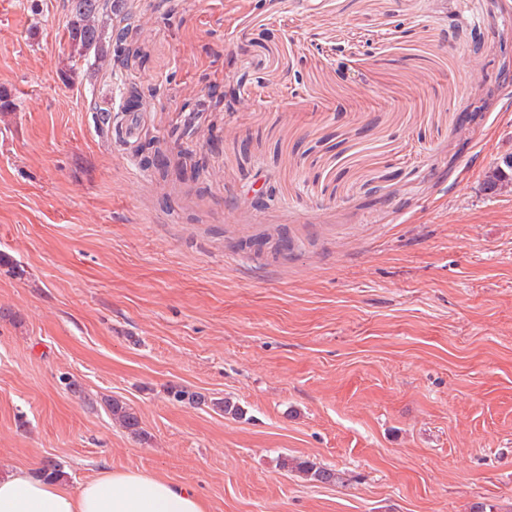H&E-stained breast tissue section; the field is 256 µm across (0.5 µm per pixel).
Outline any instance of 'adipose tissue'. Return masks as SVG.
<instances>
[{"mask_svg": "<svg viewBox=\"0 0 512 512\" xmlns=\"http://www.w3.org/2000/svg\"><path fill=\"white\" fill-rule=\"evenodd\" d=\"M0 512H207L190 486L137 471L104 469L71 489L19 468L0 474Z\"/></svg>", "mask_w": 512, "mask_h": 512, "instance_id": "1", "label": "adipose tissue"}]
</instances>
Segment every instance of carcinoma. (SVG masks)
<instances>
[{"mask_svg": "<svg viewBox=\"0 0 512 512\" xmlns=\"http://www.w3.org/2000/svg\"><path fill=\"white\" fill-rule=\"evenodd\" d=\"M66 14V35L74 59L93 60L85 76L93 78L96 72L115 65L126 66L129 56L135 53L132 45L135 36L129 29L118 28L115 19L130 14L128 0H62ZM112 415L128 429L137 430L138 417L123 404L112 401L109 404ZM297 469L321 482H333L336 474L328 469L317 468L301 461Z\"/></svg>", "mask_w": 512, "mask_h": 512, "instance_id": "carcinoma-1", "label": "carcinoma"}]
</instances>
